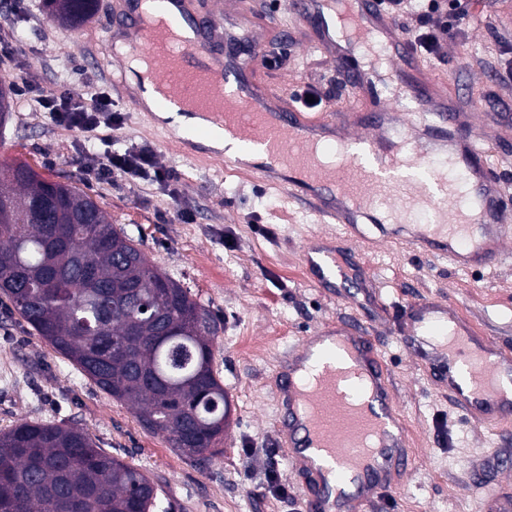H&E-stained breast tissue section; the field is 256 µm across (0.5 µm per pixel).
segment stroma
Segmentation results:
<instances>
[{
  "mask_svg": "<svg viewBox=\"0 0 512 512\" xmlns=\"http://www.w3.org/2000/svg\"><path fill=\"white\" fill-rule=\"evenodd\" d=\"M77 29L54 23L41 0H0V83L17 86L19 66L47 88L85 98L109 97L124 122L117 147L152 146L177 181L167 188L121 178L103 183L83 167L82 143H105L58 125L51 114L15 94L12 117L0 130V160L29 162L43 177L87 192L139 241L162 272L188 288L218 321L214 368L231 406L223 454L199 466L170 448L165 436L145 430L134 409L99 389L42 340L0 295V430L19 421H54L84 428L100 447L140 468L157 484L155 512H293L303 487L291 473L274 429L273 376L281 357L325 324L356 315L389 368L397 403L407 419L417 461L393 500L363 512H483L484 497L469 489V467L487 448L512 456V441L477 436L433 371L396 333V314L408 303L452 302L479 333L512 343V261L495 271H456L400 242L383 241L371 224L353 245L374 287L390 308L383 318L354 286L316 288L302 261L313 239L335 240L337 227L320 223L280 180H262L227 167L206 146L188 153L173 140L168 121L138 111L135 72L104 49L109 5ZM242 14L270 22L268 38L288 29V60L268 70L284 94L312 85L327 93V110L350 106L351 93L309 32L283 0H242ZM512 61V0H472L470 27L433 56L449 91L475 100L476 121L488 159L512 193V83L498 79ZM187 211L190 221L178 219ZM276 482H269V470Z\"/></svg>",
  "mask_w": 512,
  "mask_h": 512,
  "instance_id": "stroma-1",
  "label": "stroma"
}]
</instances>
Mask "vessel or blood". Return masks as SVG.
I'll list each match as a JSON object with an SVG mask.
<instances>
[{"instance_id":"vessel-or-blood-1","label":"vessel or blood","mask_w":512,"mask_h":512,"mask_svg":"<svg viewBox=\"0 0 512 512\" xmlns=\"http://www.w3.org/2000/svg\"><path fill=\"white\" fill-rule=\"evenodd\" d=\"M122 0L123 43L165 70L163 106L233 129L224 160L241 166L243 149L287 169L288 190L325 223L353 233L359 219L384 225L391 212L430 210L414 225L416 251L455 270L492 269L512 258V202L487 162L475 114L419 65L413 46L381 0H287L310 42L346 78L365 105L308 118L283 102L277 82L256 75L265 25L223 30L215 17L194 18L190 0ZM223 39L224 52H210ZM400 92L432 120H401L382 95L379 62ZM316 283H358L377 295L344 240L317 241L302 256ZM401 336L414 339L442 372L465 421L487 434L512 430V346L478 335L449 303L410 305ZM275 426L288 467L303 480L302 512H358L398 490L416 469L388 368L355 317L303 337L276 370Z\"/></svg>"}]
</instances>
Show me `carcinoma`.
Segmentation results:
<instances>
[{
    "label": "carcinoma",
    "mask_w": 512,
    "mask_h": 512,
    "mask_svg": "<svg viewBox=\"0 0 512 512\" xmlns=\"http://www.w3.org/2000/svg\"><path fill=\"white\" fill-rule=\"evenodd\" d=\"M76 28L97 0H44ZM13 90L0 86V128ZM0 293L38 336L141 425L204 465L220 452L229 401L213 368L217 322L150 262L80 188L24 161L0 164ZM156 483L78 426L0 431V512H151Z\"/></svg>",
    "instance_id": "obj_1"
}]
</instances>
